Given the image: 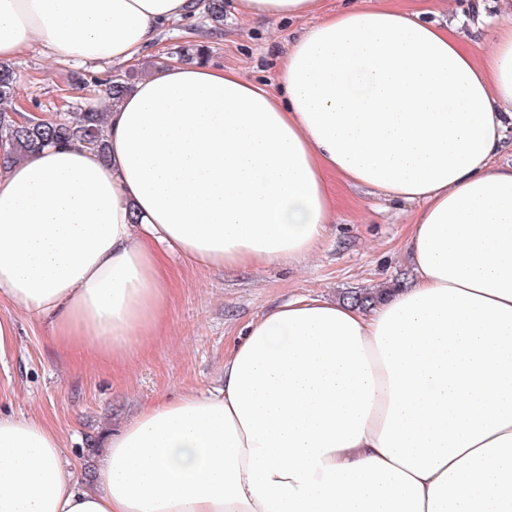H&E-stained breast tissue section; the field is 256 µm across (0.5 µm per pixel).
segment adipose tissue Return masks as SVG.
I'll return each instance as SVG.
<instances>
[{
  "label": "adipose tissue",
  "instance_id": "ef3b65f1",
  "mask_svg": "<svg viewBox=\"0 0 512 512\" xmlns=\"http://www.w3.org/2000/svg\"><path fill=\"white\" fill-rule=\"evenodd\" d=\"M196 0H0V60L41 42L133 67ZM311 18L277 91L160 65L80 145L0 159V301L61 350L125 364L166 309L161 258L300 261L330 176L418 203L409 286L364 310L302 295L252 321L224 385L140 406L91 485L59 434L0 413V512H512V23L472 37L397 0H237Z\"/></svg>",
  "mask_w": 512,
  "mask_h": 512
}]
</instances>
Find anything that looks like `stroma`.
<instances>
[{
    "label": "stroma",
    "instance_id": "stroma-1",
    "mask_svg": "<svg viewBox=\"0 0 512 512\" xmlns=\"http://www.w3.org/2000/svg\"><path fill=\"white\" fill-rule=\"evenodd\" d=\"M306 21L253 24L224 0V22L214 27L204 14L174 22L160 33L147 57L161 64L177 46L209 45L211 64L235 69L268 87L277 85L285 43ZM17 106L46 119L84 106L104 107L102 79L118 73L109 62L58 60L42 44L12 58ZM334 217L319 248L305 262L263 268L200 269L169 255L171 291L163 323L149 348L124 366L78 362L51 345L44 325L8 303L0 320L14 336L0 352V410L39 418L58 430L63 453L77 480L97 473L105 445L143 403L169 400L224 383V356L259 314L298 295L341 299L348 292H375L411 281L400 247L416 206L369 195L332 178Z\"/></svg>",
    "mask_w": 512,
    "mask_h": 512
}]
</instances>
